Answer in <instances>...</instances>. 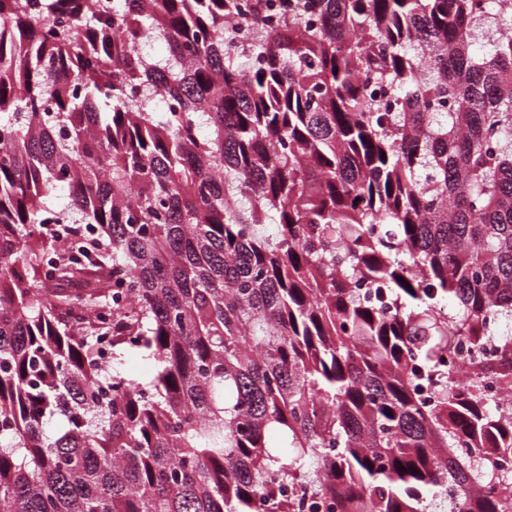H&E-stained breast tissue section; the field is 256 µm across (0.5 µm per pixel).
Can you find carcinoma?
Instances as JSON below:
<instances>
[{
    "instance_id": "cac0c4a2",
    "label": "carcinoma",
    "mask_w": 512,
    "mask_h": 512,
    "mask_svg": "<svg viewBox=\"0 0 512 512\" xmlns=\"http://www.w3.org/2000/svg\"><path fill=\"white\" fill-rule=\"evenodd\" d=\"M0 131V512H512V0H0ZM498 344L495 340L487 343L484 349L479 351L471 350L464 345L459 351L455 352L453 363L455 369L461 370L469 365L473 357L481 356L487 359L494 358L498 354Z\"/></svg>"
}]
</instances>
